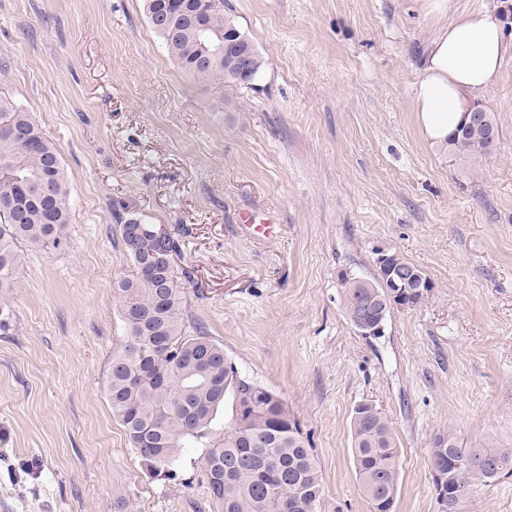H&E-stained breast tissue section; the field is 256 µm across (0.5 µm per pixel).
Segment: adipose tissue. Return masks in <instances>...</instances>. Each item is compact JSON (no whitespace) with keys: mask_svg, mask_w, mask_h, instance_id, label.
Returning a JSON list of instances; mask_svg holds the SVG:
<instances>
[{"mask_svg":"<svg viewBox=\"0 0 512 512\" xmlns=\"http://www.w3.org/2000/svg\"><path fill=\"white\" fill-rule=\"evenodd\" d=\"M512 45L496 12L475 11L443 26L426 46L414 103L424 135L447 142L464 113L487 93Z\"/></svg>","mask_w":512,"mask_h":512,"instance_id":"ef3b65f1","label":"adipose tissue"}]
</instances>
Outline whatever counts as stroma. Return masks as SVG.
<instances>
[{"instance_id": "obj_1", "label": "stroma", "mask_w": 512, "mask_h": 512, "mask_svg": "<svg viewBox=\"0 0 512 512\" xmlns=\"http://www.w3.org/2000/svg\"><path fill=\"white\" fill-rule=\"evenodd\" d=\"M429 2L228 0L265 60L229 90L177 65L143 0H0V100L54 143L71 190L68 249L23 248L0 288V512H219L199 449L148 471L107 397L125 209L179 237L187 327L300 420L321 512H370L360 404L395 431V512H437L435 437L512 448V55L479 99L499 129L487 154L429 141L413 99L440 28L490 8L512 40V0ZM244 211L276 237L243 231ZM382 252L433 288L369 339L339 275L373 279ZM462 512H512V475L474 486Z\"/></svg>"}]
</instances>
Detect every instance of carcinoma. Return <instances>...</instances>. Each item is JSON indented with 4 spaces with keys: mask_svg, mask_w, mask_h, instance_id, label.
Returning <instances> with one entry per match:
<instances>
[{
    "mask_svg": "<svg viewBox=\"0 0 512 512\" xmlns=\"http://www.w3.org/2000/svg\"><path fill=\"white\" fill-rule=\"evenodd\" d=\"M145 14L171 57L188 73L236 89L224 59L207 38L234 26L247 32L224 0H211L203 22L184 16L185 0H144ZM255 83L265 61L249 43ZM498 138L493 113L475 106L448 139V152L478 156ZM70 190L55 145L28 112L0 102V286L19 271L18 249L68 247ZM129 273L114 285L126 340L113 352L107 377L112 412L154 474L170 473L185 448H200L198 466L222 512H320L321 476L299 422L278 396L240 376L224 348L197 328L186 333L185 294L171 259L173 234L138 218L121 225ZM344 306L361 333L386 324L395 309H413L431 292L426 276L396 253L385 254L374 280L343 274ZM232 414H219L226 399ZM356 478L371 512H394L400 486L399 451L391 422L363 405L352 418ZM437 512H461L471 487L512 474V448H463L451 434L431 448Z\"/></svg>",
    "mask_w": 512,
    "mask_h": 512,
    "instance_id": "cac0c4a2",
    "label": "carcinoma"
}]
</instances>
